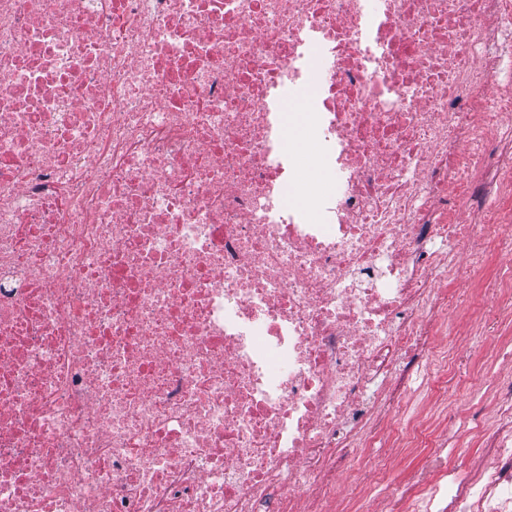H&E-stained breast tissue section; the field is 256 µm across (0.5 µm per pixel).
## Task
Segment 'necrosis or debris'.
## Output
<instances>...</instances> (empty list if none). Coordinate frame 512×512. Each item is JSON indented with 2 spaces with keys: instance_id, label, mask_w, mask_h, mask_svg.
<instances>
[{
  "instance_id": "obj_1",
  "label": "necrosis or debris",
  "mask_w": 512,
  "mask_h": 512,
  "mask_svg": "<svg viewBox=\"0 0 512 512\" xmlns=\"http://www.w3.org/2000/svg\"><path fill=\"white\" fill-rule=\"evenodd\" d=\"M510 66L512 0H0V512H331L512 255ZM491 404L390 512H512ZM509 262H510L509 256L498 257V256H496L495 253H491L489 255L486 266L480 271L478 277L476 278V280L474 282L464 283V282H460L458 280L451 281V280L441 279V280H438L437 286L439 288H448V289H457V290L465 289L468 287L470 289V291L473 293L475 301L476 302L481 301V304H482L483 301L486 302V299L484 297V289L479 288L481 285V282L486 281V280H492L493 276L499 269V264L500 263L508 264ZM491 450L484 438H477L474 447L464 458L451 460V465L471 473L478 472L491 462Z\"/></svg>"
}]
</instances>
